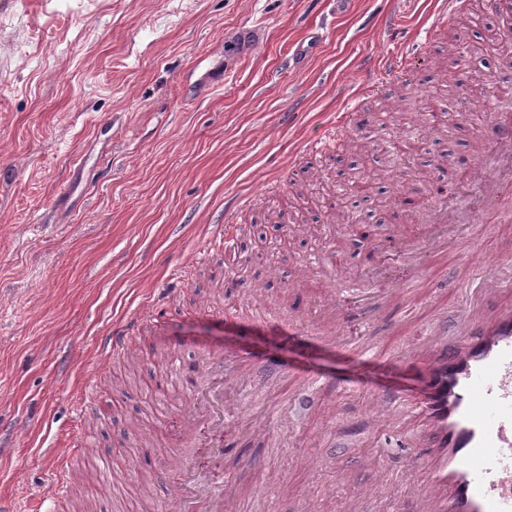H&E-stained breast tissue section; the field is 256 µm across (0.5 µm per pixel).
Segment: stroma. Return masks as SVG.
<instances>
[{
	"mask_svg": "<svg viewBox=\"0 0 512 512\" xmlns=\"http://www.w3.org/2000/svg\"><path fill=\"white\" fill-rule=\"evenodd\" d=\"M468 0L462 45L486 42L512 14ZM436 0H0V500L15 512H175L184 474L201 507L224 512H350L359 488L377 487L361 512H393L423 464L383 476L368 464L386 442L412 448L424 426L417 403L426 372L403 348L441 338L469 309L490 318L511 295L479 292L478 269L454 247L421 269L371 250L373 237L417 236L423 195L389 182L344 200L369 238L339 240L331 211L303 223H263L287 202L289 182L310 191L336 182L354 142L395 134L392 109L412 96L423 111L450 109L441 141L413 156L423 186L443 156L476 149L491 85L512 86L495 56L463 53L452 74L448 26ZM426 41L432 61L407 80L374 85L382 54ZM318 43L313 56L304 46ZM457 87V103L444 96ZM368 126L329 150L307 152L350 99ZM247 202L244 252L196 256L224 226L227 199ZM481 250L512 259V224L488 211ZM342 258L358 299L378 303L371 337L320 341L306 327L323 309L321 263ZM189 267L164 320L143 326L121 356L100 342L146 307L169 274ZM239 284L226 292L225 272ZM408 286L391 298L387 278ZM272 302L291 332L242 317ZM224 355L219 388L227 421L184 437L189 398L156 382L197 373ZM392 419H369L374 395ZM83 427L93 456L71 454ZM65 498L48 501L59 464Z\"/></svg>",
	"mask_w": 512,
	"mask_h": 512,
	"instance_id": "1",
	"label": "stroma"
}]
</instances>
